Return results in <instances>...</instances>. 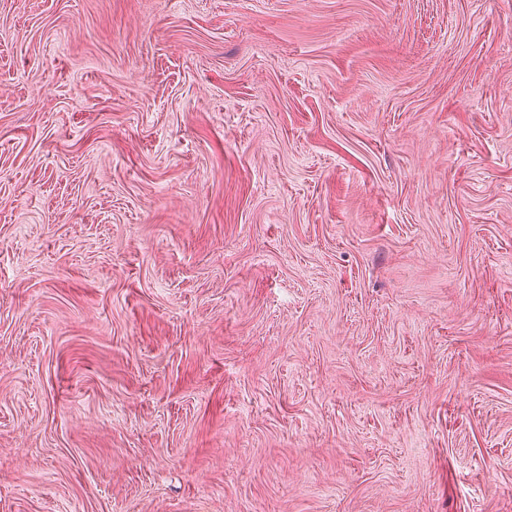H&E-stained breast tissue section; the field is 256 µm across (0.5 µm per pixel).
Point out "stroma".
<instances>
[{
	"instance_id": "stroma-1",
	"label": "stroma",
	"mask_w": 512,
	"mask_h": 512,
	"mask_svg": "<svg viewBox=\"0 0 512 512\" xmlns=\"http://www.w3.org/2000/svg\"><path fill=\"white\" fill-rule=\"evenodd\" d=\"M0 512H512V0H0Z\"/></svg>"
}]
</instances>
